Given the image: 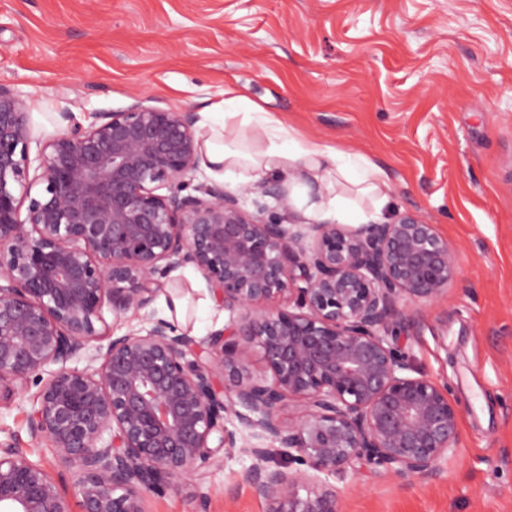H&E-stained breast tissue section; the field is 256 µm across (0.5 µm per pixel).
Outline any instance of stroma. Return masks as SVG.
Listing matches in <instances>:
<instances>
[{"instance_id": "stroma-1", "label": "stroma", "mask_w": 512, "mask_h": 512, "mask_svg": "<svg viewBox=\"0 0 512 512\" xmlns=\"http://www.w3.org/2000/svg\"><path fill=\"white\" fill-rule=\"evenodd\" d=\"M0 84L25 99L34 134L58 113L148 97L201 113L235 89L299 129L382 169L392 192L366 223L413 213L447 238L460 274L436 304L409 306L404 350L448 386L460 440L410 485L360 466L335 478L342 512H512V0H0ZM152 304L184 300L198 338L227 313L201 273L170 272ZM34 393L0 406V440L51 470L28 431ZM234 452L197 479L151 495L149 512H265Z\"/></svg>"}]
</instances>
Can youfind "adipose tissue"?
Wrapping results in <instances>:
<instances>
[{
	"mask_svg": "<svg viewBox=\"0 0 512 512\" xmlns=\"http://www.w3.org/2000/svg\"><path fill=\"white\" fill-rule=\"evenodd\" d=\"M247 105L250 132L238 129L237 106ZM217 118L202 123L197 136L201 142L200 164L215 178L235 176L237 183H254L266 177H282L304 168L321 176L327 186L345 179L358 186L362 195L384 205L391 187L381 170L371 162L360 167L344 164L342 151L322 144L306 134L287 132L282 121L244 96L229 94L212 107Z\"/></svg>",
	"mask_w": 512,
	"mask_h": 512,
	"instance_id": "ef3b65f1",
	"label": "adipose tissue"
}]
</instances>
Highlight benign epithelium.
<instances>
[{
  "instance_id": "7a95c632",
  "label": "benign epithelium",
  "mask_w": 512,
  "mask_h": 512,
  "mask_svg": "<svg viewBox=\"0 0 512 512\" xmlns=\"http://www.w3.org/2000/svg\"><path fill=\"white\" fill-rule=\"evenodd\" d=\"M59 118L32 175L31 112L0 85V403L36 380L29 435L76 476L80 512H147L148 495L221 451L252 459L241 479L267 512H340L329 477L360 462L403 482L437 472L458 407L401 336L406 305L459 277L434 225L289 224L275 181L245 190L248 213L223 187L192 184L189 109L139 100L87 127ZM187 265L229 313L223 329L196 339L150 319L68 367L104 334V309L149 308ZM274 444L306 469L268 465ZM61 481L0 441V512H73Z\"/></svg>"
}]
</instances>
